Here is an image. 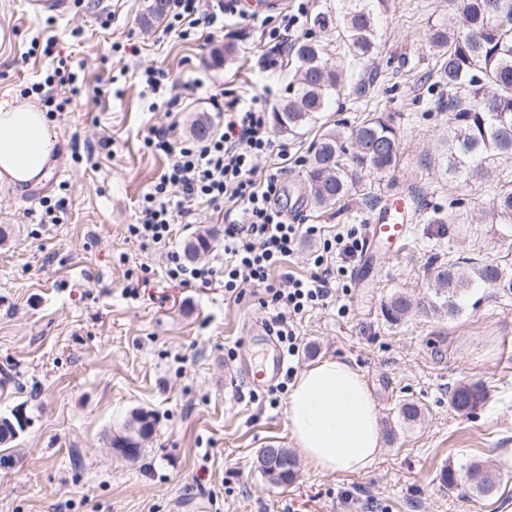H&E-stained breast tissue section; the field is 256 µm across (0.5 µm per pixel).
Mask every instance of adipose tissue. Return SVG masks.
<instances>
[{"label": "adipose tissue", "instance_id": "adipose-tissue-1", "mask_svg": "<svg viewBox=\"0 0 512 512\" xmlns=\"http://www.w3.org/2000/svg\"><path fill=\"white\" fill-rule=\"evenodd\" d=\"M55 147L47 118L30 101L0 102V182L37 183ZM291 437L324 474L356 473L380 453L378 412L358 371L328 358L305 369L288 396Z\"/></svg>", "mask_w": 512, "mask_h": 512}]
</instances>
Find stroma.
<instances>
[{
	"label": "stroma",
	"instance_id": "stroma-1",
	"mask_svg": "<svg viewBox=\"0 0 512 512\" xmlns=\"http://www.w3.org/2000/svg\"><path fill=\"white\" fill-rule=\"evenodd\" d=\"M147 0H81L74 8L30 14L27 0H0V101L44 81L51 59L26 58L33 39L55 35L56 50L84 79L69 111L49 119L55 166L40 185L0 184V414L21 408L26 424L0 445V512H512V298L472 290L456 317L411 311L385 320L391 294L420 302L440 262L512 250L499 225L449 217L429 223L433 209L461 196L472 210L487 206L493 183L450 180L437 158L448 125V93L428 80L429 22L454 24L448 0H390L380 20L377 54L347 72L342 92L320 120L356 126L369 110L391 115L402 134L403 160L377 198L317 209L304 195L303 160L317 133L288 137L298 163L280 176L292 224L371 225L386 199L412 202L405 247L369 246L347 263L337 304L307 312L297 324L296 371L326 359L359 371L378 408L381 452L357 473L322 474L299 460L297 477L273 485L257 470L261 448L296 451L287 394L277 406L251 402L253 386L235 372L236 354L254 364L267 356L257 333L265 313L224 299V284L169 281L159 253L126 237L136 203L161 174L165 156L143 137L172 119V138L191 136L198 116L252 92L273 106L286 98L296 65L265 40L253 16L227 13L223 27L183 39L163 25H142ZM111 14L109 29L99 16ZM51 29H44L45 19ZM84 28L83 39L71 37ZM121 51H113V44ZM175 77L180 98L171 116L150 112L140 72ZM93 146V162L76 161L73 140ZM64 199L56 224L42 223V202ZM224 213L201 203L191 221L176 218L172 245L215 229L206 258L224 265ZM141 271L137 297L125 295L127 270ZM479 381L490 398L475 416L454 413L448 388ZM424 408L421 420L397 419L400 402ZM154 417L139 458L111 447L132 412ZM499 475L493 494H478L468 465ZM456 471V487L439 471Z\"/></svg>",
	"mask_w": 512,
	"mask_h": 512
}]
</instances>
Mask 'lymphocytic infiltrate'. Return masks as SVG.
I'll list each match as a JSON object with an SVG mask.
<instances>
[{
    "mask_svg": "<svg viewBox=\"0 0 512 512\" xmlns=\"http://www.w3.org/2000/svg\"><path fill=\"white\" fill-rule=\"evenodd\" d=\"M172 22L187 38L199 28H210L224 14L222 0H171ZM144 145L164 155L167 165L138 203L137 223L128 225L127 237L141 248L165 257L169 280L210 285L224 277V298L236 303L253 296L268 316V329L287 355L298 350L296 325L308 311L325 307L337 298L336 272L329 255L346 260L362 252L365 238L353 226L323 238L316 224L289 223L278 206L277 172H261L260 160H287L288 146L276 142L267 110L250 101L231 106L218 115L213 137L206 143L171 142L161 128H150ZM220 206L232 203L238 213L224 227V269L212 263L186 265L171 245L174 217H189L196 201ZM322 238L321 252L311 254L310 275L295 276L287 264L303 239Z\"/></svg>",
    "mask_w": 512,
    "mask_h": 512,
    "instance_id": "f902f5d3",
    "label": "lymphocytic infiltrate"
}]
</instances>
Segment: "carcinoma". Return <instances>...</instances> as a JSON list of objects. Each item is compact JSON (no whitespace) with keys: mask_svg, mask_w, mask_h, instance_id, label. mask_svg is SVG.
<instances>
[{"mask_svg":"<svg viewBox=\"0 0 512 512\" xmlns=\"http://www.w3.org/2000/svg\"><path fill=\"white\" fill-rule=\"evenodd\" d=\"M457 18L450 27L431 22L425 39L433 49L435 83L448 89V132L442 140L448 176L466 181L487 177L497 164L512 161V0H448ZM386 0H342L340 16L317 15L314 24L322 30L336 29L343 39L350 65L376 51L377 20ZM168 14V0H150L143 15L144 26L161 22ZM296 79L288 99L273 107L276 133L296 136L317 123L331 97L344 87V68L327 55L321 41L309 38L295 47ZM401 161V136L392 120L379 112L368 114L350 131L344 126H322L307 160L305 182L314 206L333 208L356 192L360 179L368 175L381 183L392 177ZM488 223L501 224L512 232V189L501 188L488 204ZM212 236L198 235L185 243L193 260L211 249ZM433 293L426 309L444 310L453 317L461 303L477 286L493 288L512 296V258L504 255L487 260L464 256L436 267ZM401 293L390 296L383 306L387 321L400 322L411 310ZM487 400L479 382H460L448 388V405L456 413L471 415ZM421 415L415 401L398 408L404 424H414ZM476 491L491 494L496 480L477 462L468 466ZM260 474L274 485H286L297 475V461L288 455V469L274 475Z\"/></svg>","mask_w":512,"mask_h":512,"instance_id":"obj_1","label":"carcinoma"}]
</instances>
